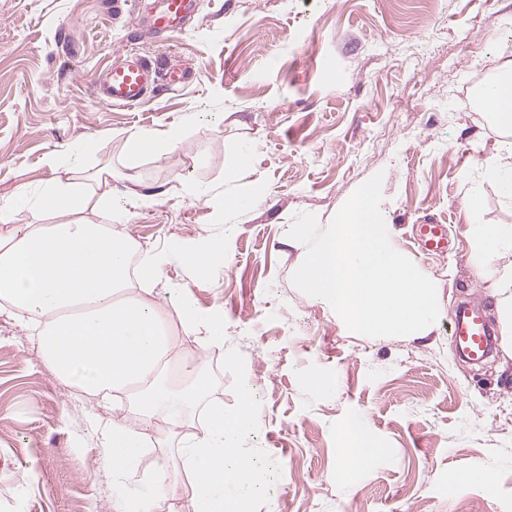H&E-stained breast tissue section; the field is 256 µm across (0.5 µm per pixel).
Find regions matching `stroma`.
<instances>
[{
  "mask_svg": "<svg viewBox=\"0 0 512 512\" xmlns=\"http://www.w3.org/2000/svg\"><path fill=\"white\" fill-rule=\"evenodd\" d=\"M155 2L116 19L112 0H0V208L20 226L45 223L14 196L61 178L44 156L88 137L81 219L107 222L102 195H144L122 230L168 255L157 300L181 354L208 369V402L231 415L242 386L261 394L239 442L266 475L254 512H512V340L498 336L480 366L450 340L463 301L498 319L496 273L468 258L472 225H512V199L485 172L504 135L476 95L512 61V0H197L170 34L150 27ZM123 49L191 79L104 105L90 81ZM172 126L176 145L139 160L133 183L94 180L124 165L127 136ZM244 141L251 160L230 170ZM378 173L392 245L437 287L440 316L420 338L355 335L292 282L307 251L288 239L296 215L327 226ZM236 198L247 208L229 209ZM428 223L446 225V253L422 248ZM211 235L225 240L224 270L197 287L186 257ZM184 290L223 316V342L203 350L181 335ZM313 374L333 390L311 387ZM356 412L384 453L349 479L336 428ZM109 419L135 417L125 399L58 379L0 306V512H113L96 431ZM485 468L493 489L463 482Z\"/></svg>",
  "mask_w": 512,
  "mask_h": 512,
  "instance_id": "35a3bbf8",
  "label": "stroma"
}]
</instances>
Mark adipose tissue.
<instances>
[{
  "mask_svg": "<svg viewBox=\"0 0 512 512\" xmlns=\"http://www.w3.org/2000/svg\"><path fill=\"white\" fill-rule=\"evenodd\" d=\"M83 202L81 183L57 181L35 198L19 188L13 204L63 215V222L19 227L0 209V301L35 331L40 354L57 377L78 378L85 391L105 398L130 393L137 426L116 421L102 432L115 512H153L155 500L167 496L185 498L187 512H253L257 464L238 446L253 424L251 390L243 391L235 414H225L223 406L205 405L207 382L198 376V364L181 362L184 373L198 377L187 406L206 407L195 431L182 437L187 485L174 482L165 463L150 459L144 428L171 397L156 381L176 360V343L153 302L167 258L143 250L137 268H130L129 237L114 234L110 225L77 219ZM472 232L477 246L469 264L476 273L491 259L512 255L511 224H476ZM179 304L185 335L203 348L223 341L219 315L202 314L185 297ZM336 434L347 474L370 467L380 453L362 413H353ZM140 475L148 492L129 495L131 480Z\"/></svg>",
  "mask_w": 512,
  "mask_h": 512,
  "instance_id": "obj_1",
  "label": "adipose tissue"
}]
</instances>
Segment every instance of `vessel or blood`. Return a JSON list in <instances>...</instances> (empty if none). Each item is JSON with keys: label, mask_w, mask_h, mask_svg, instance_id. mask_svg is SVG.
Listing matches in <instances>:
<instances>
[{"label": "vessel or blood", "mask_w": 512, "mask_h": 512, "mask_svg": "<svg viewBox=\"0 0 512 512\" xmlns=\"http://www.w3.org/2000/svg\"><path fill=\"white\" fill-rule=\"evenodd\" d=\"M195 0H160L151 20L152 27L166 33L181 27L194 12ZM164 76L169 86H177L185 78L178 65H169L165 73L145 58L130 51L119 53L102 80L96 81L95 93L99 100L110 106L133 107L139 104L149 85L157 76ZM425 250L443 253L448 248L447 232L441 224H421L417 227ZM451 341L455 348L470 361L482 362L493 345V331L480 307H462L451 328Z\"/></svg>", "instance_id": "vessel-or-blood-1"}]
</instances>
